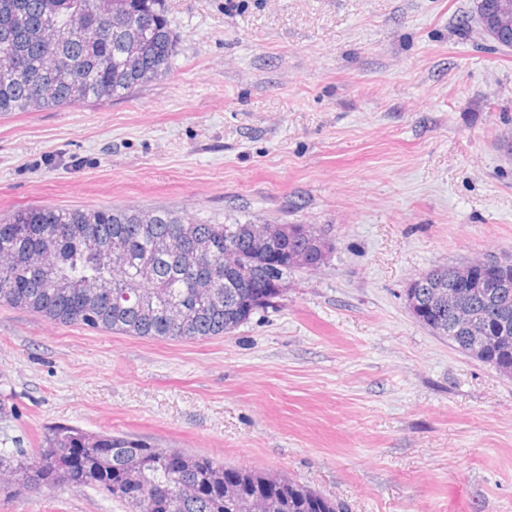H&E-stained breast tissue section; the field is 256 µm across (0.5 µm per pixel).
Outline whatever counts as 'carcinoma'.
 I'll use <instances>...</instances> for the list:
<instances>
[{
  "mask_svg": "<svg viewBox=\"0 0 512 512\" xmlns=\"http://www.w3.org/2000/svg\"><path fill=\"white\" fill-rule=\"evenodd\" d=\"M130 28L112 27V13ZM73 23L61 43L56 29ZM178 36L168 0H0V115L66 108L121 97L167 75ZM69 66L57 69L52 56ZM261 219L234 224L192 220L167 208H39L0 219V307L25 308L63 324L129 336L204 340L235 330L268 308L294 267L275 268L253 251ZM289 252L307 250L317 227L284 225ZM199 245L213 265H235L251 288L215 282L189 263ZM457 268L434 269L406 288L427 305ZM435 334L461 352L512 375V277L453 305L443 303ZM226 466L206 455L160 448L108 432L57 425L33 457L0 452V492L17 498L83 486L112 498L121 512H344L343 505L286 476Z\"/></svg>",
  "mask_w": 512,
  "mask_h": 512,
  "instance_id": "obj_1",
  "label": "carcinoma"
}]
</instances>
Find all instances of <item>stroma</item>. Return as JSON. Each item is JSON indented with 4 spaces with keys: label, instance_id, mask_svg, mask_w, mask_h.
I'll list each match as a JSON object with an SVG mask.
<instances>
[{
    "label": "stroma",
    "instance_id": "1",
    "mask_svg": "<svg viewBox=\"0 0 512 512\" xmlns=\"http://www.w3.org/2000/svg\"><path fill=\"white\" fill-rule=\"evenodd\" d=\"M472 0H169L170 73L0 115V216L164 207L313 224L326 265L204 341L0 307V448L127 435L274 471L347 512H512V376L419 323L405 290L512 261V50ZM0 512H118L92 489Z\"/></svg>",
    "mask_w": 512,
    "mask_h": 512
}]
</instances>
